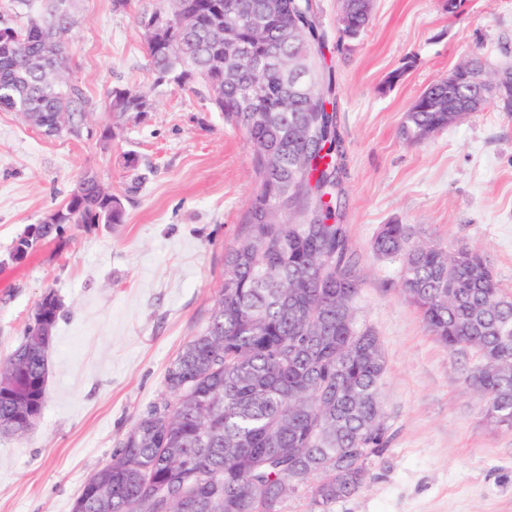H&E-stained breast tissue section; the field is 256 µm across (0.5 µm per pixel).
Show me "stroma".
Instances as JSON below:
<instances>
[{"label":"stroma","instance_id":"35a3bbf8","mask_svg":"<svg viewBox=\"0 0 512 512\" xmlns=\"http://www.w3.org/2000/svg\"><path fill=\"white\" fill-rule=\"evenodd\" d=\"M316 4L312 65L336 104L343 152L336 221L359 259V319L385 353L392 434L363 488L331 512H512V430L489 425L464 385L472 354L449 353L426 330L399 294V260L371 249L380 225L413 224L422 240L480 250L512 294V113L489 106L418 144L400 135L416 97L459 63L512 68V0H460L453 12L446 0H373L369 27L345 46L340 0ZM71 9L67 77L96 122L110 123L104 101L118 84L149 91L155 109L121 118L106 146L48 138L0 112V359L44 293L61 303L42 417L25 436L0 434V512H72L138 417L167 397V370L209 319L256 188L247 135L205 84L154 85L133 11L112 0ZM88 171L123 196L124 223L68 224L14 259L20 237ZM137 175L139 191L126 194Z\"/></svg>","mask_w":512,"mask_h":512}]
</instances>
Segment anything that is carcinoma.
<instances>
[{
	"label": "carcinoma",
	"mask_w": 512,
	"mask_h": 512,
	"mask_svg": "<svg viewBox=\"0 0 512 512\" xmlns=\"http://www.w3.org/2000/svg\"><path fill=\"white\" fill-rule=\"evenodd\" d=\"M69 0H45V12L11 25L0 18V111L40 112L54 135L73 136L90 121L81 87L47 68H68L73 28ZM371 17L352 5L340 39L362 33ZM157 84L179 88L202 79L224 120L253 145L257 191L242 216V237L224 257V283L203 330L169 366L162 400L134 423L111 460L93 474L72 512H284L288 496L312 478L310 512H330L363 487L369 460L390 442L379 396L386 360L378 337L358 320L361 277L344 225L336 115L314 73L288 95V57L310 56V0H159L137 14ZM249 51L247 63L231 57ZM448 86L440 83L404 114L401 133L422 142L450 125ZM118 118L150 112L137 86L108 91ZM311 212L293 222L285 212ZM45 235L64 224H122L120 196L94 174L78 179L65 203L45 217ZM375 255L401 260L399 293L449 352L476 363L464 383L495 425L512 419V296L476 250L458 256L414 239L409 224H382ZM23 340L3 360L16 390L0 394V432L22 436L24 413H42L47 353Z\"/></svg>",
	"instance_id": "cac0c4a2"
}]
</instances>
